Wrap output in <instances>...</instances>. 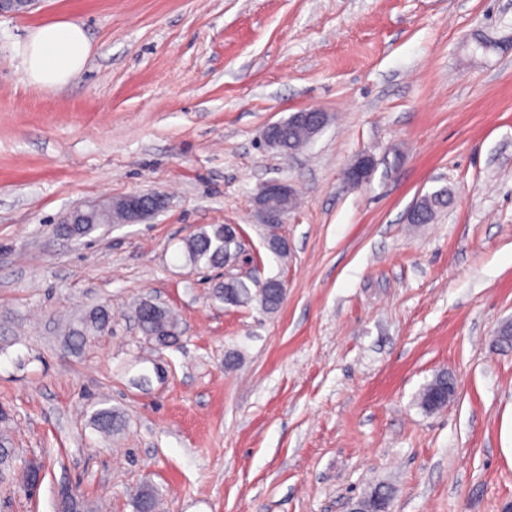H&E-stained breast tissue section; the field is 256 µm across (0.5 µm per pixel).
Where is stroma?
Here are the masks:
<instances>
[{
	"instance_id": "stroma-1",
	"label": "stroma",
	"mask_w": 512,
	"mask_h": 512,
	"mask_svg": "<svg viewBox=\"0 0 512 512\" xmlns=\"http://www.w3.org/2000/svg\"><path fill=\"white\" fill-rule=\"evenodd\" d=\"M81 24L68 84H29L28 29ZM512 0H43L0 16V435L14 450L0 512H349L383 485L393 512H503L512 504ZM329 115L300 152L261 144L271 123ZM382 159L370 182L343 171ZM298 202L263 244L255 197ZM447 191L433 222L406 217ZM160 193L164 209L71 240L92 200ZM233 224L229 270L188 263L200 229ZM286 285L277 312L212 300L225 273ZM181 322L156 348L136 305ZM106 307L72 349L68 327ZM457 393L427 412L434 376ZM112 407L122 429L91 423ZM45 466L36 494L25 459ZM379 162L370 152L357 154L343 171L344 179L350 184H361L371 180ZM451 386H455V381L448 373L438 374L431 382L423 387L419 393L418 402L419 405L426 411H436L446 405L440 403L437 399L439 393H447L451 389ZM456 390L453 388L451 392H448L447 401L455 396Z\"/></svg>"
}]
</instances>
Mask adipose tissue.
<instances>
[{"label": "adipose tissue", "mask_w": 512, "mask_h": 512, "mask_svg": "<svg viewBox=\"0 0 512 512\" xmlns=\"http://www.w3.org/2000/svg\"><path fill=\"white\" fill-rule=\"evenodd\" d=\"M91 45L83 27L74 21H58L33 27L18 45L29 83L57 88L85 65Z\"/></svg>", "instance_id": "1"}]
</instances>
